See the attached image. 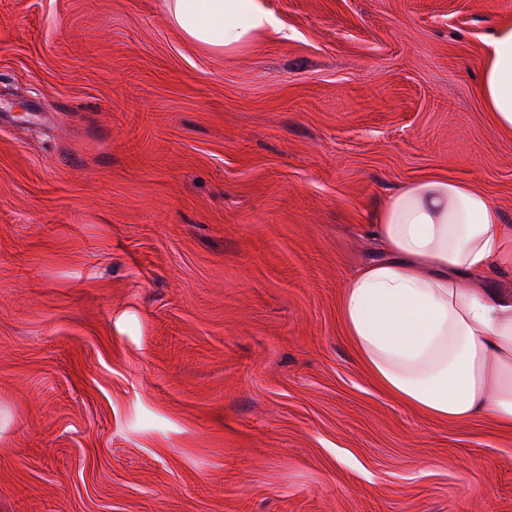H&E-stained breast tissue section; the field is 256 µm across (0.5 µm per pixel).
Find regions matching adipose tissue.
Instances as JSON below:
<instances>
[{
  "label": "adipose tissue",
  "instance_id": "ef3b65f1",
  "mask_svg": "<svg viewBox=\"0 0 512 512\" xmlns=\"http://www.w3.org/2000/svg\"><path fill=\"white\" fill-rule=\"evenodd\" d=\"M188 40L217 51L251 44L271 25L262 0H169ZM479 95L512 129V25L496 29ZM380 260L348 281L345 333L375 384L424 416H491L512 430V226L477 187L413 181L374 213Z\"/></svg>",
  "mask_w": 512,
  "mask_h": 512
}]
</instances>
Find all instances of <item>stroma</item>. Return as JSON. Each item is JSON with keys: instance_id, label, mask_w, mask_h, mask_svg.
<instances>
[{"instance_id": "stroma-1", "label": "stroma", "mask_w": 512, "mask_h": 512, "mask_svg": "<svg viewBox=\"0 0 512 512\" xmlns=\"http://www.w3.org/2000/svg\"><path fill=\"white\" fill-rule=\"evenodd\" d=\"M0 0V512H512V431L372 382L340 300L411 181L512 225V0ZM168 7L184 37L217 51L251 44L272 24L262 0H169ZM479 95L498 125L512 129V25L499 26L490 41L489 60L478 85Z\"/></svg>"}]
</instances>
